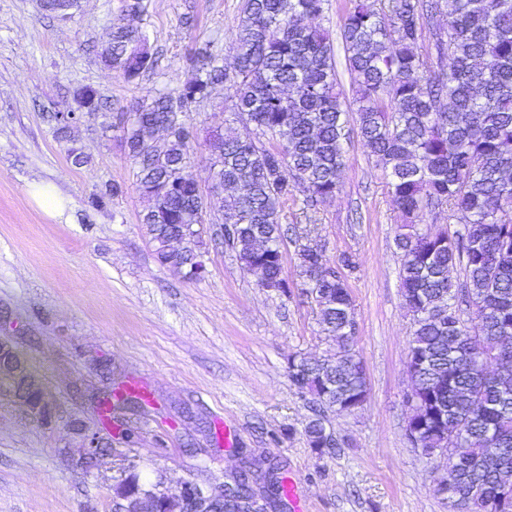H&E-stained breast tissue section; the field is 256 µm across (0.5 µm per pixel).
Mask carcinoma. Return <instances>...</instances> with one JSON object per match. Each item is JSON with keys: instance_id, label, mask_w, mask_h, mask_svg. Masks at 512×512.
<instances>
[{"instance_id": "1", "label": "carcinoma", "mask_w": 512, "mask_h": 512, "mask_svg": "<svg viewBox=\"0 0 512 512\" xmlns=\"http://www.w3.org/2000/svg\"><path fill=\"white\" fill-rule=\"evenodd\" d=\"M327 0H243L233 66L224 65L219 41L209 39L190 57L195 76L138 103L121 121L127 156L137 166L138 188L148 200L142 223L160 264L199 278L196 250L181 233L203 209L199 183L188 170L194 135L181 122L217 85L236 89L235 115L255 136L210 131L216 188L227 192L224 223L235 226L224 243L263 288L286 296L280 203L297 195L314 209L341 191L339 174L349 139L348 109L336 79L329 32L312 24ZM78 0H42L55 17ZM445 35L427 45L437 17ZM341 38L355 91L363 147L388 176V192L403 224L395 236L401 253V293L412 315L408 357L417 397L420 439L448 432L462 452L448 461L446 501L478 497L472 512H512L497 502L512 492V0H351ZM108 66L134 83L155 71L148 36L132 25L112 28L101 52ZM165 133L164 156L147 141ZM269 135L272 147L260 145ZM446 209L462 228L422 229L425 210ZM304 285L323 331L336 340V357L288 358L292 385L339 414L368 398L364 364L353 351L354 301L344 270L349 255L332 262L322 246L298 253ZM463 267V280L450 269ZM105 398L100 423L119 420ZM319 454L331 452L323 418L305 428ZM157 483L137 465L123 467L112 484L118 507L136 503ZM249 497L225 494L218 512H251Z\"/></svg>"}]
</instances>
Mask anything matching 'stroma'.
Instances as JSON below:
<instances>
[{
	"instance_id": "obj_1",
	"label": "stroma",
	"mask_w": 512,
	"mask_h": 512,
	"mask_svg": "<svg viewBox=\"0 0 512 512\" xmlns=\"http://www.w3.org/2000/svg\"><path fill=\"white\" fill-rule=\"evenodd\" d=\"M241 3L144 0L141 25L160 65L130 84L98 57L123 18L122 0H81L66 21L42 13L37 0H0V338L12 341L57 412L55 423L42 425L0 392V512H116L112 484L124 459L105 455L88 473L71 467L65 452L79 446L72 422L98 418L88 394L135 382L148 390L129 419L143 477L217 485L242 449L278 462L297 481L306 512H449L434 492L435 462L405 437L412 316L398 278L401 219L382 165L358 135L335 198L310 212L288 199L279 213L283 275L295 291L303 245L358 262L348 284L369 396L353 413H328L335 453L310 447L313 406L288 375L291 354L336 352L317 306L260 287L215 238L224 198L210 188L206 135L218 125L232 135L254 130L232 120L233 88L216 86L187 116L197 133L191 171L206 206L205 277L191 281L163 267L141 222L147 201L121 144V112L189 81L188 58L209 38L232 62ZM348 7L328 0L320 19L346 91L340 24ZM84 86L108 110L57 135L47 110H76L74 92ZM74 147L81 163L69 154ZM108 184L121 193L91 208ZM36 187L52 193L53 209L39 204Z\"/></svg>"
}]
</instances>
